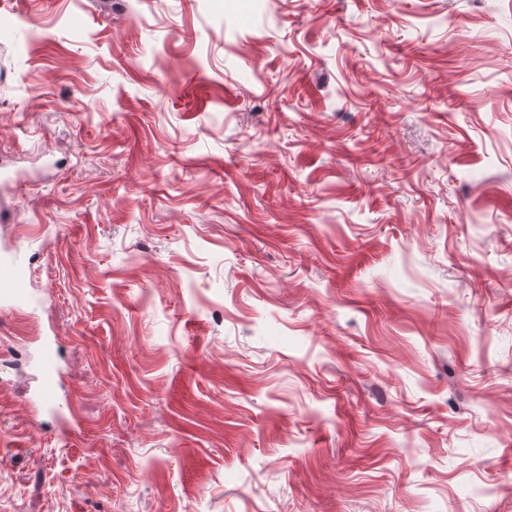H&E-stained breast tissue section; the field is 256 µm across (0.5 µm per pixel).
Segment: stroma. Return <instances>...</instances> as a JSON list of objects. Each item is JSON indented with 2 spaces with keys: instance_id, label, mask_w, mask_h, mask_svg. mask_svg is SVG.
Returning a JSON list of instances; mask_svg holds the SVG:
<instances>
[{
  "instance_id": "35a3bbf8",
  "label": "stroma",
  "mask_w": 512,
  "mask_h": 512,
  "mask_svg": "<svg viewBox=\"0 0 512 512\" xmlns=\"http://www.w3.org/2000/svg\"><path fill=\"white\" fill-rule=\"evenodd\" d=\"M9 252L0 512H512V0H0ZM29 298L27 267L11 255L0 256V301L7 306L25 303ZM60 370L57 362L56 348L53 343L42 349L40 362V387L38 398L46 405L53 406L59 399L58 386Z\"/></svg>"
}]
</instances>
